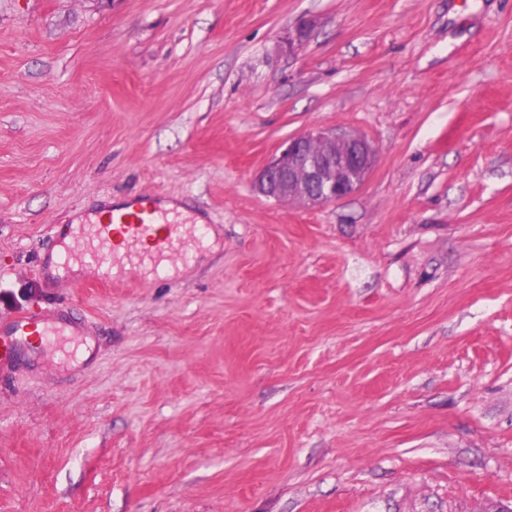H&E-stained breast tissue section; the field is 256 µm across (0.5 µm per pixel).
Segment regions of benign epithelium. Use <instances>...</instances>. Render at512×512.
Masks as SVG:
<instances>
[{"label":"benign epithelium","instance_id":"1","mask_svg":"<svg viewBox=\"0 0 512 512\" xmlns=\"http://www.w3.org/2000/svg\"><path fill=\"white\" fill-rule=\"evenodd\" d=\"M375 159L359 135L311 131L288 140L256 177L257 191L278 201L325 204L356 192Z\"/></svg>","mask_w":512,"mask_h":512}]
</instances>
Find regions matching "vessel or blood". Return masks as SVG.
<instances>
[{
  "label": "vessel or blood",
  "instance_id": "1",
  "mask_svg": "<svg viewBox=\"0 0 512 512\" xmlns=\"http://www.w3.org/2000/svg\"><path fill=\"white\" fill-rule=\"evenodd\" d=\"M185 229L176 212L144 195L133 200L130 212L76 225L77 245L62 252L57 265L68 267L85 254L105 266L117 256L132 267L153 263L183 251Z\"/></svg>",
  "mask_w": 512,
  "mask_h": 512
}]
</instances>
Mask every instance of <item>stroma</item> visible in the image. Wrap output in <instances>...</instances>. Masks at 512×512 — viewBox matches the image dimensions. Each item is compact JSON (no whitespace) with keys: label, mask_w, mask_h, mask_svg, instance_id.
<instances>
[{"label":"stroma","mask_w":512,"mask_h":512,"mask_svg":"<svg viewBox=\"0 0 512 512\" xmlns=\"http://www.w3.org/2000/svg\"><path fill=\"white\" fill-rule=\"evenodd\" d=\"M326 127L359 190L257 194ZM142 193L186 257L47 273ZM30 311L72 334L0 367V512L512 507V0H0V334Z\"/></svg>","instance_id":"1"}]
</instances>
